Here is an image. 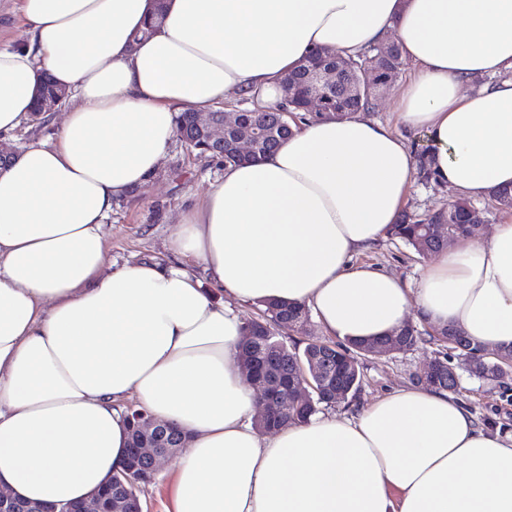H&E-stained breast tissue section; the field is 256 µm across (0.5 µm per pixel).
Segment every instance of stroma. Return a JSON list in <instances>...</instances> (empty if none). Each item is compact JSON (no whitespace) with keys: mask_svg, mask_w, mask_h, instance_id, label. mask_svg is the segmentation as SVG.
<instances>
[{"mask_svg":"<svg viewBox=\"0 0 512 512\" xmlns=\"http://www.w3.org/2000/svg\"><path fill=\"white\" fill-rule=\"evenodd\" d=\"M222 173V162L189 156L179 140H172L154 177L139 193L119 200L106 220L110 261L120 266L145 258L171 259L172 234L181 211L203 198ZM355 260L379 266L408 284L430 262L429 257L387 237L357 254ZM444 353V348L426 343L407 351L360 356L359 391L331 405L330 413L349 417L389 391L416 385L418 374ZM452 363L459 376L454 398L472 413L480 428L511 435L512 371L500 378H479L465 369L460 358H453Z\"/></svg>","mask_w":512,"mask_h":512,"instance_id":"obj_1","label":"stroma"}]
</instances>
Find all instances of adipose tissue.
Listing matches in <instances>:
<instances>
[{
  "label": "adipose tissue",
  "mask_w": 512,
  "mask_h": 512,
  "mask_svg": "<svg viewBox=\"0 0 512 512\" xmlns=\"http://www.w3.org/2000/svg\"><path fill=\"white\" fill-rule=\"evenodd\" d=\"M161 26L133 42L156 10ZM0 45V137L45 77L70 95L53 135L0 169V488L90 497L127 458L126 400L183 431L165 512H512V435L448 392L394 390L352 417L269 434L240 367L241 308L310 307L367 342L410 316L512 348V219L440 252L406 287L355 255L398 223L425 132L432 180L462 198L512 186V0H19ZM395 33L414 65L399 127L355 113L294 128L226 166L183 211L173 261L107 260L104 220L165 158L182 109L247 93L273 107L312 51ZM486 83L471 88L472 80ZM209 276L203 287L193 266ZM13 0H0V43L20 44L26 36V28L13 11Z\"/></svg>",
  "instance_id": "1"
}]
</instances>
